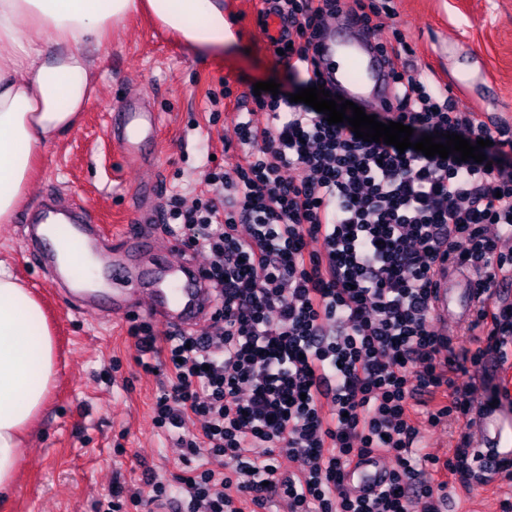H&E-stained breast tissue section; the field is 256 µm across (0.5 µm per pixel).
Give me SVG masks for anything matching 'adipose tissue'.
<instances>
[{"label": "adipose tissue", "mask_w": 512, "mask_h": 512, "mask_svg": "<svg viewBox=\"0 0 512 512\" xmlns=\"http://www.w3.org/2000/svg\"><path fill=\"white\" fill-rule=\"evenodd\" d=\"M151 14L198 52L233 41L222 0H0V223L21 206L41 153L98 95L88 47ZM55 343L43 309L0 260V496L14 493L23 435L45 406Z\"/></svg>", "instance_id": "ef3b65f1"}]
</instances>
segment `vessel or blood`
<instances>
[{"instance_id":"obj_1","label":"vessel or blood","mask_w":512,"mask_h":512,"mask_svg":"<svg viewBox=\"0 0 512 512\" xmlns=\"http://www.w3.org/2000/svg\"><path fill=\"white\" fill-rule=\"evenodd\" d=\"M347 12H339L336 22L328 23L322 40V57L330 85L343 99L381 109L391 94L390 65L374 49L372 38L356 33L345 39L336 34L337 24H349ZM160 118L154 112L139 111L130 105L119 123L113 124L111 138L121 149L128 164L145 159L148 144L157 139ZM125 250L112 253L102 261V272L112 280V308L122 310L130 294H138L146 312L165 321L168 327L187 331L195 328L209 313L212 289L203 270L196 264L171 259L159 253L152 267H141L138 258L149 245L134 229L126 231ZM55 245L46 258L56 264L57 246L68 243L79 250L97 249L100 228L93 224L86 207L71 205L63 224L57 225ZM384 476L377 461L357 468L350 479L353 491L361 493L374 487Z\"/></svg>"}]
</instances>
